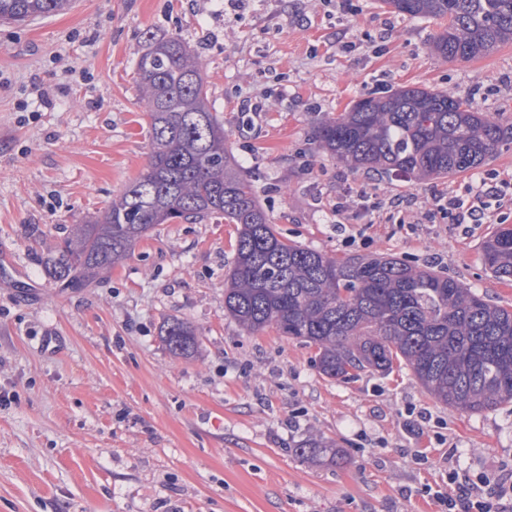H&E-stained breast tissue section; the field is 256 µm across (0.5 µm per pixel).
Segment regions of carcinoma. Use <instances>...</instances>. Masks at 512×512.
Segmentation results:
<instances>
[{"label": "carcinoma", "instance_id": "cac0c4a2", "mask_svg": "<svg viewBox=\"0 0 512 512\" xmlns=\"http://www.w3.org/2000/svg\"><path fill=\"white\" fill-rule=\"evenodd\" d=\"M72 0H0V20L25 22L69 9ZM410 18L448 21L434 52L471 61L512 42V0H381ZM151 134L147 167L102 214L72 225L47 262L62 288H82L131 253L161 224L219 216L237 225L224 312L248 333L267 328L316 348L331 379L408 368L441 403L468 412L512 404V309L466 283L396 257L346 260L282 238L252 185L232 160L224 121L212 108L204 64L181 35L148 40L136 67ZM499 124L472 102L416 87L366 97L321 119L317 148L352 170L438 180L470 171L497 151ZM485 270L512 282V228L482 245ZM164 348L189 357L198 347L190 323L173 318ZM302 458L343 460L328 439L296 448Z\"/></svg>", "mask_w": 512, "mask_h": 512}]
</instances>
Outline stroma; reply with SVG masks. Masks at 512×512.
Wrapping results in <instances>:
<instances>
[{
    "label": "stroma",
    "instance_id": "obj_1",
    "mask_svg": "<svg viewBox=\"0 0 512 512\" xmlns=\"http://www.w3.org/2000/svg\"><path fill=\"white\" fill-rule=\"evenodd\" d=\"M378 0H74L0 22V512H438L447 473L512 475V406L467 413L411 372L333 380L316 350L224 313L235 225L163 224L88 288L49 279L62 229L107 209L149 161L134 64L180 34L203 60L228 146L281 235L344 259L392 255L512 309L481 245L512 225V42L436 56L440 20ZM449 90L503 128L477 169L416 182L317 150L321 117L402 87ZM484 208L452 224L449 196ZM199 347L170 355L167 319ZM335 441L341 464L296 448Z\"/></svg>",
    "mask_w": 512,
    "mask_h": 512
}]
</instances>
